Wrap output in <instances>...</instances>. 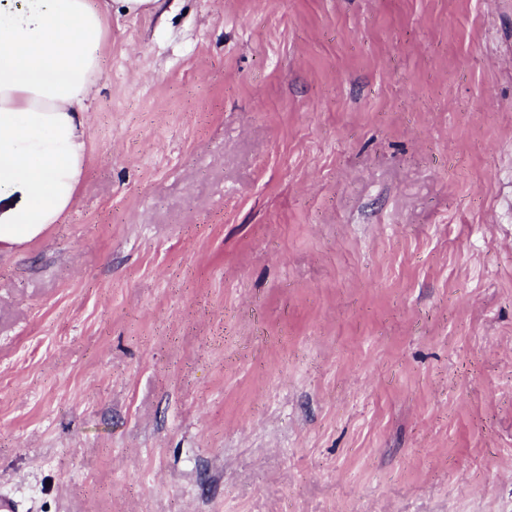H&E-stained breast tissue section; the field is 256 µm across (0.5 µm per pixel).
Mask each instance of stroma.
Wrapping results in <instances>:
<instances>
[{
  "instance_id": "1",
  "label": "stroma",
  "mask_w": 512,
  "mask_h": 512,
  "mask_svg": "<svg viewBox=\"0 0 512 512\" xmlns=\"http://www.w3.org/2000/svg\"><path fill=\"white\" fill-rule=\"evenodd\" d=\"M74 206L0 248L19 512H512V0L113 12Z\"/></svg>"
}]
</instances>
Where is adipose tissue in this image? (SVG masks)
Instances as JSON below:
<instances>
[{
	"mask_svg": "<svg viewBox=\"0 0 512 512\" xmlns=\"http://www.w3.org/2000/svg\"><path fill=\"white\" fill-rule=\"evenodd\" d=\"M155 2L0 0V246L40 238L74 204L107 16Z\"/></svg>",
	"mask_w": 512,
	"mask_h": 512,
	"instance_id": "adipose-tissue-1",
	"label": "adipose tissue"
}]
</instances>
